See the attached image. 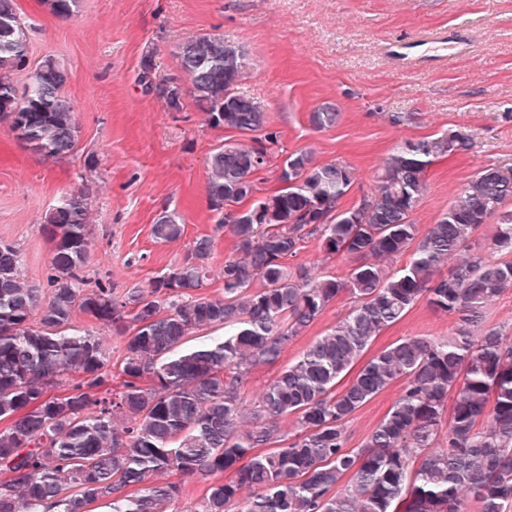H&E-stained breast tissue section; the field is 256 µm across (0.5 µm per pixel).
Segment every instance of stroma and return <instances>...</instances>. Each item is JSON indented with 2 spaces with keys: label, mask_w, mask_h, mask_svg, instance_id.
<instances>
[{
  "label": "stroma",
  "mask_w": 512,
  "mask_h": 512,
  "mask_svg": "<svg viewBox=\"0 0 512 512\" xmlns=\"http://www.w3.org/2000/svg\"><path fill=\"white\" fill-rule=\"evenodd\" d=\"M16 6L28 28L29 54L12 81L24 86L33 67L56 58L68 71L62 93L79 130L75 153L51 159L25 148L0 124V240L16 244L23 278L41 289L52 257L43 217L61 195L83 191L92 212L87 286L101 282L119 295L147 287L206 234L215 240L206 292L223 295L219 270L233 238L209 203L207 162L221 144L247 136L208 125L192 96L172 112L155 92L183 78L178 48L202 35L243 47L246 68L236 90L260 107L266 131L277 135L267 165L252 176L255 198L279 190L284 160L307 149L317 162L353 170L340 202L348 209L373 191L375 173L397 145L448 132L467 135L474 142L469 151L439 158L426 172L427 191L412 214L425 230L478 172L512 168V0H79L65 18L42 0H16ZM438 33L463 38L466 49L440 62L405 63V56L426 54V38ZM147 62L146 86L140 75ZM324 105L339 118L320 130L311 114ZM171 212L184 234L159 241L152 226ZM289 265L343 279L353 261L327 258L312 236ZM351 304L349 294H340L278 363L253 368L242 391L246 403ZM458 324L456 315L422 300L371 349L407 336L449 338ZM400 392V384H392L350 418L349 447L362 446Z\"/></svg>",
  "instance_id": "stroma-1"
}]
</instances>
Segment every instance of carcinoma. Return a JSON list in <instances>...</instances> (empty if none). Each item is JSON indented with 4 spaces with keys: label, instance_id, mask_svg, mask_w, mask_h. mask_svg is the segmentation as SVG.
Wrapping results in <instances>:
<instances>
[{
    "label": "carcinoma",
    "instance_id": "carcinoma-1",
    "mask_svg": "<svg viewBox=\"0 0 512 512\" xmlns=\"http://www.w3.org/2000/svg\"><path fill=\"white\" fill-rule=\"evenodd\" d=\"M79 0H45L60 17ZM15 0H0V122L22 127L46 157L72 155L78 127L62 94L67 69L52 57L17 93L10 72L28 57ZM197 108L213 126L255 134L264 113L234 92L246 56L220 36H201L179 53ZM339 113H312L319 128ZM211 153L206 191L234 241L224 258L223 296H208L215 240L193 239L184 261L146 288L122 296L101 283L85 288L92 246L84 193L60 197L41 230L52 245L47 292L21 278V252L0 241V512H170L183 483L207 482L194 512H512V341L495 329L475 335L481 309L512 289V171L487 167L469 180L437 223L420 233L411 216L427 190L426 171L442 156L470 150L460 133L406 141L381 168L375 190L339 210L352 170L320 164L312 152L288 157L284 188L237 216L266 166L271 133ZM499 216L489 260L475 234ZM183 235L167 213L152 229ZM317 236L330 256L356 259L347 278L319 275L288 259ZM411 252L398 274L381 261ZM456 264L446 278L441 266ZM354 306L311 342L248 405L249 370L276 363L341 293ZM460 316L450 340L401 339L359 363L373 340L421 297ZM126 340L112 391L111 354L77 315ZM360 368H355V365ZM355 376L344 386L341 380ZM402 392L360 448L347 447L346 423L396 381ZM455 393L453 405L448 395ZM294 416L301 434L274 442ZM447 446L432 449L442 430ZM235 472L226 483L215 476ZM350 481L337 490L345 477Z\"/></svg>",
    "mask_w": 512,
    "mask_h": 512
}]
</instances>
